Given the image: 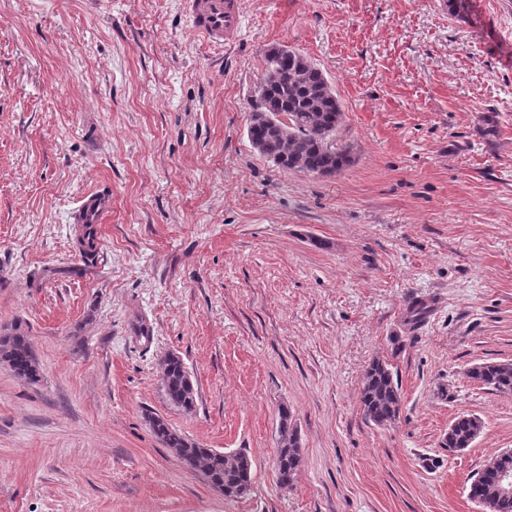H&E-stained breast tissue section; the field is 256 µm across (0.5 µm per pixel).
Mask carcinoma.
I'll use <instances>...</instances> for the list:
<instances>
[{
	"label": "carcinoma",
	"instance_id": "carcinoma-1",
	"mask_svg": "<svg viewBox=\"0 0 512 512\" xmlns=\"http://www.w3.org/2000/svg\"><path fill=\"white\" fill-rule=\"evenodd\" d=\"M264 97L257 99L255 111L266 114V120L250 131L249 139L264 145L265 156L282 159L280 168L309 175L328 176L342 171L352 162L349 151L334 145V137L343 121V110L323 72L302 55L279 52L266 55L262 79ZM96 249L93 232L84 227L79 240V253L90 259ZM0 362L5 363L21 379L35 382L39 375L28 338L15 330L0 336ZM162 389L177 407L191 410L196 396L183 361L168 356L159 365ZM470 378L503 394H512V363L485 362L473 366ZM392 363L375 359L367 367L361 387V403L367 420L376 426L395 423L401 413L402 394L394 379ZM279 445L276 467L278 480L288 485L295 480L302 464L301 439L292 425L288 407L279 409ZM479 418L462 414L445 446L465 448ZM155 436L162 444L176 448L179 460L189 471L202 470L207 482L224 487V497H237L243 483L252 482V464L244 452L226 455L187 438L160 417L150 420ZM494 484V475L479 472L471 482L472 493L484 496Z\"/></svg>",
	"mask_w": 512,
	"mask_h": 512
}]
</instances>
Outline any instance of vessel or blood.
<instances>
[{
	"instance_id": "vessel-or-blood-1",
	"label": "vessel or blood",
	"mask_w": 512,
	"mask_h": 512,
	"mask_svg": "<svg viewBox=\"0 0 512 512\" xmlns=\"http://www.w3.org/2000/svg\"><path fill=\"white\" fill-rule=\"evenodd\" d=\"M194 31L205 41L226 44L239 34L243 20L241 0H185ZM110 207L107 197L89 194L83 197L81 213L86 220L101 223Z\"/></svg>"
}]
</instances>
